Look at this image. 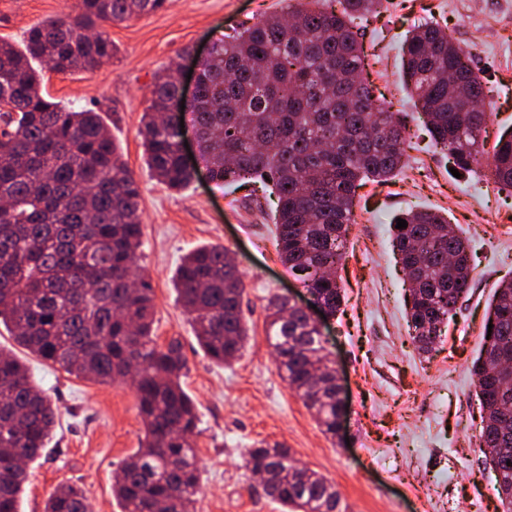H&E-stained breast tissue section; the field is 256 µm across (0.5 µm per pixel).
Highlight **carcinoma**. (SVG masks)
Here are the masks:
<instances>
[{"label":"carcinoma","instance_id":"obj_1","mask_svg":"<svg viewBox=\"0 0 512 512\" xmlns=\"http://www.w3.org/2000/svg\"><path fill=\"white\" fill-rule=\"evenodd\" d=\"M166 0H78V13L30 28L17 47L0 41V325L29 353L98 383L131 378L145 436L112 485L121 512H196L199 416L181 378L179 341L157 343L150 285H132L143 241L140 187L100 113L47 99L35 62L58 73L89 71L115 55L100 28L157 11ZM382 0H296L218 38L201 64L199 93L181 107L171 72L154 76L139 135L152 175L180 191L194 181L181 155V127L197 137L198 161L218 184L260 179L276 199L275 244L302 287L336 316L345 294L338 266L363 181L402 166L407 126L375 99L363 77L355 20ZM402 70L435 146L453 165L512 187V135L485 149L490 113L468 52L442 27L413 29ZM393 248L413 280L406 317L417 350L443 336L471 288L466 239L432 210L399 214ZM231 250L198 247L173 277L196 339L215 362L237 359L249 341L245 284ZM266 340L288 386L322 431L341 428L336 367L323 335L289 298L266 303ZM471 373L481 403L477 440L495 471L494 493L512 512V281L495 288ZM48 393L15 353L0 349V512H19L29 482L17 459L42 456L56 427ZM248 470L290 512H346L336 484L298 467L284 445L253 443ZM43 512H87L83 492L60 485Z\"/></svg>","mask_w":512,"mask_h":512}]
</instances>
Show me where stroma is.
<instances>
[{
  "label": "stroma",
  "mask_w": 512,
  "mask_h": 512,
  "mask_svg": "<svg viewBox=\"0 0 512 512\" xmlns=\"http://www.w3.org/2000/svg\"><path fill=\"white\" fill-rule=\"evenodd\" d=\"M77 0H0V39L21 43L31 27L74 12ZM285 0H167L163 9L104 26L115 58L74 74L45 72L42 90L74 109L93 108L109 125L140 185L143 245L138 264L155 296L159 344L178 339L182 379L200 422L196 450L202 492L196 512H283L243 465L258 440L284 443L301 465L335 482L347 512H502L495 474L477 434L480 402L471 366L482 345L489 300L512 280V188L453 176L405 85L401 48L410 30L433 22L472 56L484 81L487 144L512 129V0H383L364 24L365 77L374 94L405 115L404 165L387 183L359 189L342 272L346 302L324 328L326 351L342 378L343 437L332 440L279 373L266 341L270 294L307 293L281 262L268 213L270 187L219 185L199 174L172 191L155 180L138 135L153 77L177 66L187 76L209 45L242 23L280 12ZM437 210L468 239L474 279L443 340L415 350L404 303L408 287L391 242V220ZM202 245L230 248L244 274L243 311L251 340L232 363L199 346L171 278ZM20 358L52 397L60 421L31 465L21 512H42L62 484L81 486L91 512H121L112 483L144 435L130 384H100L67 374L27 351Z\"/></svg>",
  "instance_id": "1"
}]
</instances>
